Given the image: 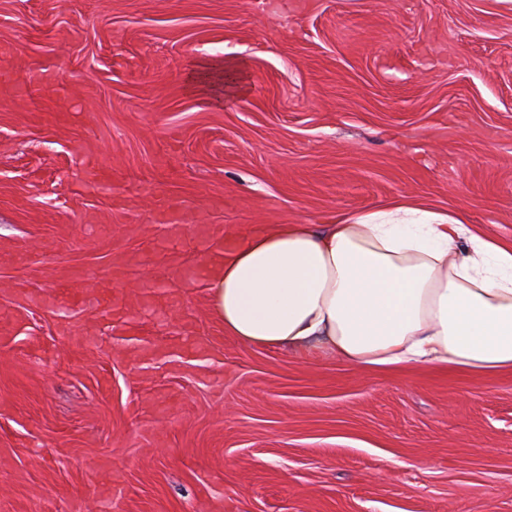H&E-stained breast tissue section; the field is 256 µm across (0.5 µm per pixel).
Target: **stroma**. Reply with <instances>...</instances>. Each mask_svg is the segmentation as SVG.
Masks as SVG:
<instances>
[{
	"instance_id": "1",
	"label": "stroma",
	"mask_w": 512,
	"mask_h": 512,
	"mask_svg": "<svg viewBox=\"0 0 512 512\" xmlns=\"http://www.w3.org/2000/svg\"><path fill=\"white\" fill-rule=\"evenodd\" d=\"M399 203L512 244V0H0V512H512V369L207 313L215 228Z\"/></svg>"
}]
</instances>
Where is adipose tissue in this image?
<instances>
[{"instance_id": "ef3b65f1", "label": "adipose tissue", "mask_w": 512, "mask_h": 512, "mask_svg": "<svg viewBox=\"0 0 512 512\" xmlns=\"http://www.w3.org/2000/svg\"><path fill=\"white\" fill-rule=\"evenodd\" d=\"M210 318L247 347L357 368L512 369V247L399 206L271 224L205 263Z\"/></svg>"}]
</instances>
